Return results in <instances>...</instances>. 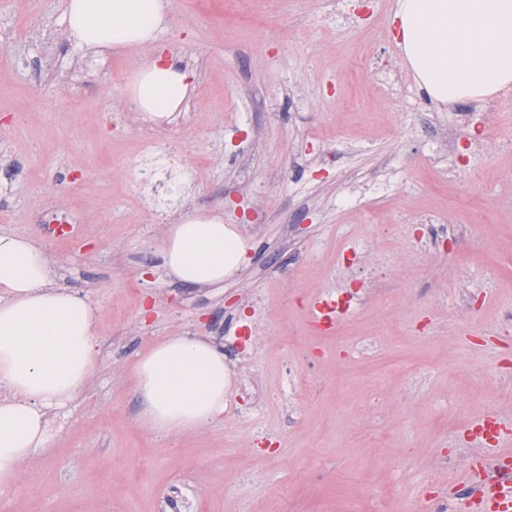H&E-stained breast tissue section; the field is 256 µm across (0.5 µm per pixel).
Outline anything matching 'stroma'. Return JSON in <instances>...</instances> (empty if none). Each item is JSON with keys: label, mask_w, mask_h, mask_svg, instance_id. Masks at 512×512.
Returning <instances> with one entry per match:
<instances>
[{"label": "stroma", "mask_w": 512, "mask_h": 512, "mask_svg": "<svg viewBox=\"0 0 512 512\" xmlns=\"http://www.w3.org/2000/svg\"><path fill=\"white\" fill-rule=\"evenodd\" d=\"M396 0H169L157 44L97 59L69 43L60 0H0V230L41 241L64 286L98 311L93 374L54 411L50 448L0 512H434L512 432V88L493 123L462 129L455 172L427 161L430 102L394 39ZM180 55L198 87L181 148L144 212L129 183L143 140L129 84ZM402 77L381 95L370 61ZM40 63L32 81L30 63ZM335 159L323 163L326 153ZM54 205L78 235L30 215ZM223 210L249 239L223 284L168 276L162 225ZM468 227L430 243L433 225ZM384 288L335 333L306 302ZM170 336H205L232 373L223 417L189 433L142 421L135 362ZM407 371L376 374L393 357Z\"/></svg>", "instance_id": "obj_1"}]
</instances>
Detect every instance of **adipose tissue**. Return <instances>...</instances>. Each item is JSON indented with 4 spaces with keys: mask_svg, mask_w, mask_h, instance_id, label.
Masks as SVG:
<instances>
[{
    "mask_svg": "<svg viewBox=\"0 0 512 512\" xmlns=\"http://www.w3.org/2000/svg\"><path fill=\"white\" fill-rule=\"evenodd\" d=\"M167 0H63L69 40L95 57L155 42ZM398 46L417 83L437 102L480 101L512 87V0H397ZM188 71L162 58L144 64L129 86L140 111L156 119L180 110ZM249 241L223 213L198 210L165 225L160 252L168 274L209 288L237 273ZM34 239L0 232V495L23 466L48 448V412L89 381L95 364L94 306L55 283ZM231 372L213 343L171 336L134 367L142 419L155 432L186 433L223 416Z\"/></svg>",
    "mask_w": 512,
    "mask_h": 512,
    "instance_id": "obj_1",
    "label": "adipose tissue"
}]
</instances>
